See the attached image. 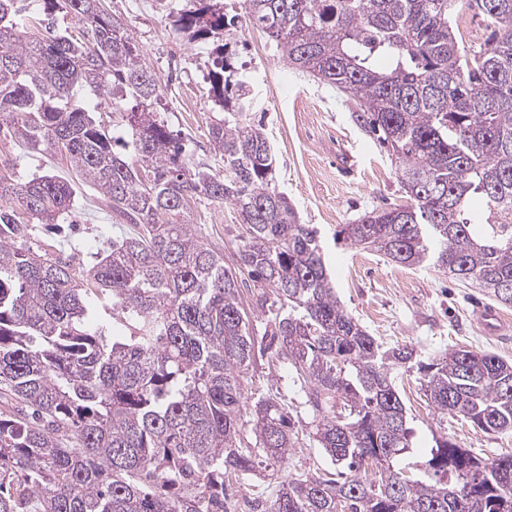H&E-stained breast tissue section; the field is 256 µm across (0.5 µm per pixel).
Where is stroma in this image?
I'll list each match as a JSON object with an SVG mask.
<instances>
[{
  "label": "stroma",
  "mask_w": 512,
  "mask_h": 512,
  "mask_svg": "<svg viewBox=\"0 0 512 512\" xmlns=\"http://www.w3.org/2000/svg\"><path fill=\"white\" fill-rule=\"evenodd\" d=\"M235 25L202 42L179 32L174 20L187 0H102L106 12L120 16L161 86L154 110L186 142L191 165L223 168L209 129L224 116L209 95V72L216 47L235 78L249 81L252 106L247 119L262 126L275 155L274 181L299 215L322 233L326 260L336 293L345 308L378 342L404 344L418 359L429 360L451 347L494 353L512 361V339L482 335L477 323L488 299L480 289L465 286L433 267L401 268L387 258L338 243L335 233L366 211L405 204L396 162L375 139L351 120L352 100L315 78L289 69L275 43L253 27L242 0H223ZM0 174L14 180L32 175H57L71 180L74 208L57 225H36L27 240L32 249L51 243L55 254L82 271L113 240L134 232L119 222L93 186L75 179L60 153L29 149L0 131ZM193 232L234 265L242 228L235 207L206 199L187 206ZM257 365L245 383L248 393L278 397L290 415L298 416L301 443L274 477L258 474L238 481L224 480L227 512H260L273 500L282 481L334 472L335 467L309 437L312 414L287 365L273 357L265 339H258ZM401 393L416 445H432L439 426L420 389L416 375L404 376ZM449 439L474 455L491 459L512 453V434H486L470 422L449 419Z\"/></svg>",
  "instance_id": "1"
}]
</instances>
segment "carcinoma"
Listing matches in <instances>:
<instances>
[{
    "label": "carcinoma",
    "mask_w": 512,
    "mask_h": 512,
    "mask_svg": "<svg viewBox=\"0 0 512 512\" xmlns=\"http://www.w3.org/2000/svg\"><path fill=\"white\" fill-rule=\"evenodd\" d=\"M39 2L86 37L51 21L30 42L23 0H0V58L17 62H0V129L66 155L137 231L79 275L54 245L26 246L31 221L71 211L72 184L0 177V512H224V477L281 466L299 444L278 400L245 392L256 332L235 270L185 220L199 197L236 207L237 262L264 335L295 371L313 437L338 469L282 482L267 512H512L511 454L483 460L444 434L410 460L415 433L396 384L397 371H414L439 422L502 434L512 432V361L461 348L418 360L345 309L318 229L277 191L270 142L246 122L250 86L231 81L224 56L210 73L227 111L210 130L221 173L188 166L120 17L101 0ZM190 2L175 20L190 39L235 26L213 0ZM244 5L289 66L355 101L352 121L396 158L410 203L366 212L336 238L511 307L512 0ZM466 10L493 27L477 51L458 47L452 19ZM83 90L110 100L112 126L80 102ZM92 296L121 335L91 323Z\"/></svg>",
    "instance_id": "1"
}]
</instances>
